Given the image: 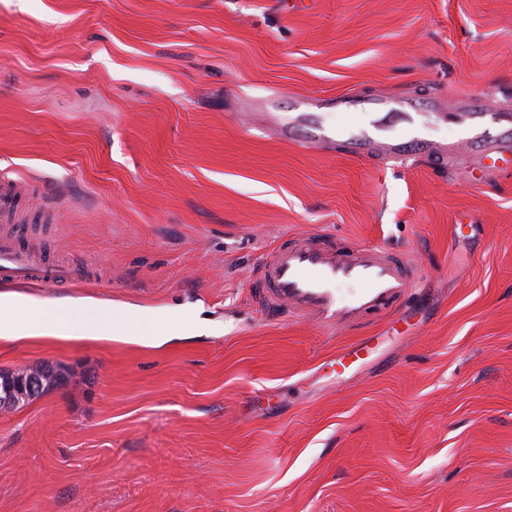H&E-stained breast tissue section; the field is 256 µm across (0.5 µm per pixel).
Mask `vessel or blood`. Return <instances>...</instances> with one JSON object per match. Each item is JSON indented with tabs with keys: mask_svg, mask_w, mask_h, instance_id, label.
Instances as JSON below:
<instances>
[{
	"mask_svg": "<svg viewBox=\"0 0 512 512\" xmlns=\"http://www.w3.org/2000/svg\"><path fill=\"white\" fill-rule=\"evenodd\" d=\"M334 112L339 120H331ZM266 118L289 143L340 139L353 156L376 149L395 160L422 157L436 169L469 160L489 180L512 156V108L491 107L483 95L469 92L458 94L445 112L437 99L422 96L342 95L305 98L293 111ZM444 124L456 131L445 144L430 135ZM90 276L89 268L55 262L25 246L14 225H0V282L74 288ZM254 286L263 306L316 317L325 327H354L367 314L399 308L413 275L403 254L339 246L329 236L306 233L264 253Z\"/></svg>",
	"mask_w": 512,
	"mask_h": 512,
	"instance_id": "obj_1",
	"label": "vessel or blood"
}]
</instances>
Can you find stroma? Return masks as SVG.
<instances>
[{"label": "stroma", "mask_w": 512, "mask_h": 512, "mask_svg": "<svg viewBox=\"0 0 512 512\" xmlns=\"http://www.w3.org/2000/svg\"><path fill=\"white\" fill-rule=\"evenodd\" d=\"M478 87L512 107V0H0V181L85 300L204 333L0 336L68 367L0 410V512H512V171L281 142L292 97ZM324 233L415 260L401 314L262 307L261 255ZM372 337L361 369L337 349Z\"/></svg>", "instance_id": "35a3bbf8"}]
</instances>
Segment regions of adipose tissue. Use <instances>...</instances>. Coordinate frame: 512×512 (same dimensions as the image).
<instances>
[{
    "instance_id": "obj_1",
    "label": "adipose tissue",
    "mask_w": 512,
    "mask_h": 512,
    "mask_svg": "<svg viewBox=\"0 0 512 512\" xmlns=\"http://www.w3.org/2000/svg\"><path fill=\"white\" fill-rule=\"evenodd\" d=\"M203 325L198 315L179 309L147 314L134 323L125 311L102 304L0 300V332L16 338L35 334L76 340L151 336L161 326L198 329Z\"/></svg>"
}]
</instances>
